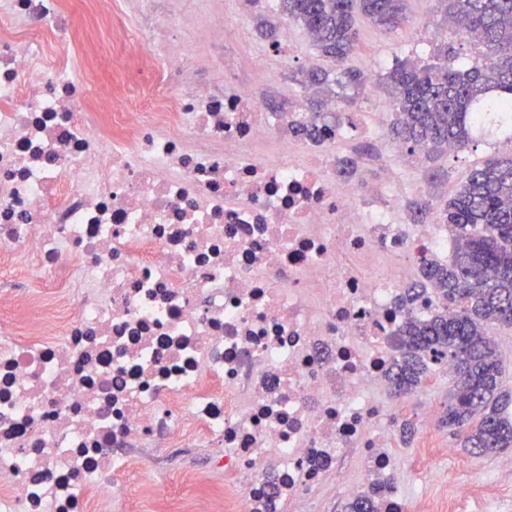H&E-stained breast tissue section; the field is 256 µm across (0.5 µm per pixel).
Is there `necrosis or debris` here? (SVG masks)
I'll list each match as a JSON object with an SVG mask.
<instances>
[{
  "label": "necrosis or debris",
  "mask_w": 512,
  "mask_h": 512,
  "mask_svg": "<svg viewBox=\"0 0 512 512\" xmlns=\"http://www.w3.org/2000/svg\"><path fill=\"white\" fill-rule=\"evenodd\" d=\"M183 0H0V512H141L133 451L208 448L223 477L152 512H282L394 489L395 415L377 390L396 298L448 239L338 184L333 153L261 111L263 59L192 56ZM112 21V77L88 16ZM153 68L132 83L129 63ZM499 490L436 487L417 512Z\"/></svg>",
  "instance_id": "obj_1"
}]
</instances>
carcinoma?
Instances as JSON below:
<instances>
[{"label":"carcinoma","instance_id":"carcinoma-1","mask_svg":"<svg viewBox=\"0 0 512 512\" xmlns=\"http://www.w3.org/2000/svg\"><path fill=\"white\" fill-rule=\"evenodd\" d=\"M279 12L302 26L322 55L349 56L358 41L356 13L386 30L407 18V0H277ZM439 11L483 48L481 64L457 67L444 40L436 62L400 61L385 84L395 102L391 135L411 152L422 147L435 159L462 149L475 130L512 124V0H435ZM301 85L314 93L330 89L329 74L304 73ZM320 113L296 121L297 137L319 143ZM448 228L451 255L420 260L419 279L403 288L407 317L398 329L399 355L386 374L397 393L421 385L436 359L453 364L448 408L440 418L477 456L512 447V394L502 389L503 364L488 328H512V154L472 169L459 191L437 209ZM442 307L428 318L415 313L424 295ZM344 512H378L372 495L346 502Z\"/></svg>","mask_w":512,"mask_h":512}]
</instances>
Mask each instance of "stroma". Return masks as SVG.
<instances>
[{
	"label": "stroma",
	"instance_id": "stroma-1",
	"mask_svg": "<svg viewBox=\"0 0 512 512\" xmlns=\"http://www.w3.org/2000/svg\"><path fill=\"white\" fill-rule=\"evenodd\" d=\"M223 3L225 25L253 54L268 59L267 75L256 90L263 111L286 112L295 104H308L310 95L300 84L301 74L322 68L329 71L335 81L337 115L366 113L369 131H358L337 141L336 155L340 158L358 156L359 167L353 181L359 185L378 182L380 169L392 171V183L382 186L381 191L397 199L400 223H409L412 202L430 198L434 203H443L455 194L474 166L490 155L512 150V143L488 132L477 134L465 150L442 155L434 161L417 162L409 153L392 150L390 139L384 133L394 119L393 98L384 85L385 76L397 61H428L435 46L446 35L447 27L433 0H409L407 21L392 33L359 19L357 46L340 64L321 56L309 34L295 23L287 25L286 59L268 58L270 42L262 36L261 29L267 22L283 23L275 0H265L261 8L247 14L241 12L239 0H223ZM372 69L377 72L375 81L352 84L346 78L347 72L366 73ZM449 387V377L433 372L416 393L398 398L399 404L407 409L408 419L416 423L429 419L436 436L443 441L448 440L449 435L441 428L439 419L448 403ZM499 462V456L477 457L461 447L455 463L439 460L432 464L426 482L434 486L456 485L483 477L505 487L512 486V471L501 469ZM212 465V454L204 451L172 455L163 466L145 455L139 460L133 486L138 491L147 487L183 497L187 491L177 485L176 474L187 466L207 471Z\"/></svg>",
	"mask_w": 512,
	"mask_h": 512
}]
</instances>
